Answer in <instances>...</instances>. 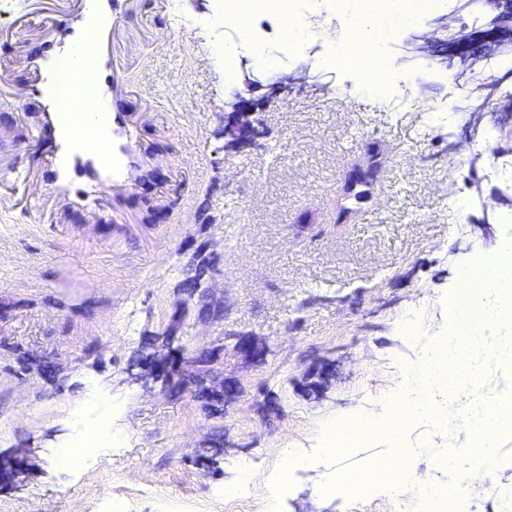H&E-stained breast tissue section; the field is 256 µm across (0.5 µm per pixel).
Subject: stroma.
Wrapping results in <instances>:
<instances>
[{"label": "stroma", "mask_w": 512, "mask_h": 512, "mask_svg": "<svg viewBox=\"0 0 512 512\" xmlns=\"http://www.w3.org/2000/svg\"><path fill=\"white\" fill-rule=\"evenodd\" d=\"M118 2L129 90L112 109L131 120L140 181L94 216L64 192L32 206L27 183L0 182V452L37 449L41 469L0 489V512H262L286 448L315 465L289 473L277 512H394L383 485L362 497L325 485L400 447L417 477L456 483L436 465L448 438L430 419L398 443L375 435L329 453L325 435L332 422L387 413L401 365L425 356L402 330L407 315L426 333L447 329L460 270L512 235V181L499 174L512 164V95L475 111L484 78L512 85V70L497 57L449 69L434 48L404 61L407 40L439 39L430 12L390 27L394 81L378 100L352 96L355 76L329 62L350 21L308 0L322 40L288 52L277 15L256 13L265 52L241 48L228 78L224 48L241 33L225 26L224 0ZM55 19L54 0H0V172L19 167L45 185L56 181V134L46 100L26 90L63 45ZM240 98L264 134L230 148L224 107ZM431 107L446 114L442 128L424 126ZM371 159L367 199L341 215L350 173ZM202 257L217 260L205 276L225 307L214 319L184 306ZM171 327L214 355L203 383L176 397L141 372ZM237 336L264 356L235 349ZM224 382L236 397L205 398ZM90 432L101 450L63 462ZM214 440L225 444L216 472L197 462ZM244 460L253 477L240 496Z\"/></svg>", "instance_id": "obj_1"}]
</instances>
